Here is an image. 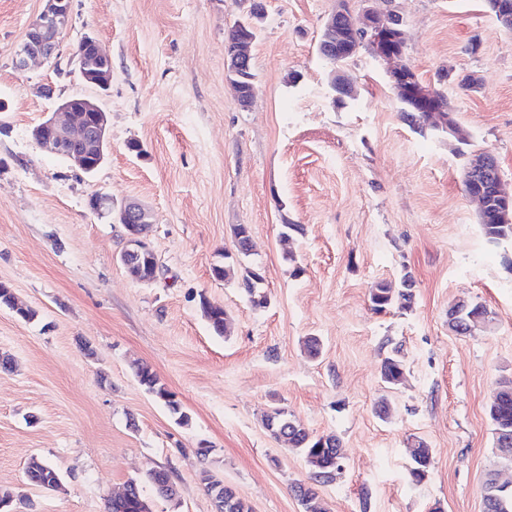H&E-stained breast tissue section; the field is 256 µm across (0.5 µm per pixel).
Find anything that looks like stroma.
<instances>
[{"label":"stroma","instance_id":"stroma-1","mask_svg":"<svg viewBox=\"0 0 512 512\" xmlns=\"http://www.w3.org/2000/svg\"><path fill=\"white\" fill-rule=\"evenodd\" d=\"M265 4L244 107L224 59L239 0H71L57 56L24 71L14 49L43 2L0 0V283L37 312L24 321L0 306V355L13 359L0 371L6 512H106L154 467L178 497L145 488L152 512H215L206 473L253 512H303L293 488L311 471L264 427L274 407L339 438L342 468L317 487L327 512H483L488 473L512 481L488 417L499 380L512 378V241L485 235L464 186L469 157L489 150L512 189V31L480 0H393L403 62L444 91L459 141L409 127L386 63L364 50L342 67L353 99L334 103L318 43L336 0ZM86 34L112 59L107 155L91 175L32 135L62 100L93 95L73 59ZM467 75L477 89L461 87ZM43 84L53 98L38 95ZM96 193L151 211L153 281L121 265L125 229L91 209ZM286 222L302 233L283 239ZM236 224L251 229L249 255L236 250ZM228 254L260 269L266 307L213 277ZM406 274L411 307L375 312L371 289ZM463 300L492 322L451 331L448 309ZM205 301L224 308L226 335L213 333ZM394 352L406 375L390 389L380 367ZM139 363L188 424L139 385ZM421 442L431 467L415 483ZM34 458L59 469L58 488L29 482Z\"/></svg>","mask_w":512,"mask_h":512}]
</instances>
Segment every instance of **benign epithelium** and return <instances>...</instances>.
I'll return each mask as SVG.
<instances>
[{
    "label": "benign epithelium",
    "instance_id": "obj_1",
    "mask_svg": "<svg viewBox=\"0 0 512 512\" xmlns=\"http://www.w3.org/2000/svg\"><path fill=\"white\" fill-rule=\"evenodd\" d=\"M70 14V0H44L42 11L28 28L24 38L15 50V68L23 71L33 61H48L57 55L60 38L67 27ZM351 20V27L360 32L362 44L372 57L378 60L392 61L402 57V52L389 43V31L397 32L398 37L405 38L403 17L394 11H385L374 7H365L353 13L349 0H337L335 9L327 17L324 27L329 36L336 34L344 21ZM80 44L91 46L95 55L85 52L74 53L76 70L85 84L105 91L112 77V59L102 52L97 39L86 34ZM226 66L235 72L251 61L250 47L236 45L225 47ZM389 84L399 96H406L432 113L436 123L452 134H459L458 124L451 117L444 116L448 106L436 104L434 90L411 78L407 69L394 67L388 72ZM75 98H68L58 106L57 111L39 124L41 136L38 143L48 152L66 157L79 169H88L86 151L94 149L99 152L98 163H103L107 149V116L99 104L91 99L84 100L85 107L95 113V122L82 125L72 119ZM472 182L473 192L470 196L479 204L480 213L488 208H495L505 214L512 210V194L503 189L500 168L496 156L488 151L474 158L467 169ZM118 221L126 230L125 246L121 252L123 259L143 253H152L147 236L139 232L140 225L150 223L151 213L136 201H128L120 206Z\"/></svg>",
    "mask_w": 512,
    "mask_h": 512
}]
</instances>
